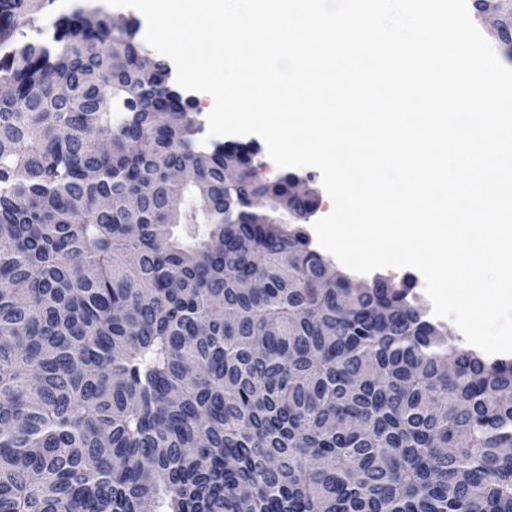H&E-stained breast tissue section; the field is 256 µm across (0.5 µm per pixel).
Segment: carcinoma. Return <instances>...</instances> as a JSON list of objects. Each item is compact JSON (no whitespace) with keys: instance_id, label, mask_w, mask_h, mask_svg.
I'll return each instance as SVG.
<instances>
[{"instance_id":"cac0c4a2","label":"carcinoma","mask_w":512,"mask_h":512,"mask_svg":"<svg viewBox=\"0 0 512 512\" xmlns=\"http://www.w3.org/2000/svg\"><path fill=\"white\" fill-rule=\"evenodd\" d=\"M45 2L0 0V512H512V357L352 287L133 26Z\"/></svg>"}]
</instances>
